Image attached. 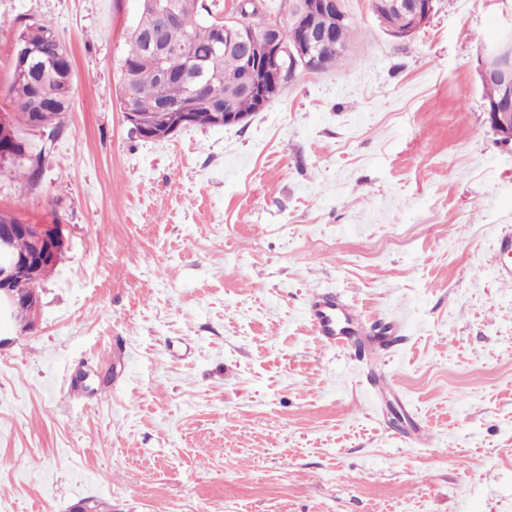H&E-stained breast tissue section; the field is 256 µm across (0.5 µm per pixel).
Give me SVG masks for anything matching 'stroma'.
<instances>
[{
    "instance_id": "stroma-1",
    "label": "stroma",
    "mask_w": 512,
    "mask_h": 512,
    "mask_svg": "<svg viewBox=\"0 0 512 512\" xmlns=\"http://www.w3.org/2000/svg\"><path fill=\"white\" fill-rule=\"evenodd\" d=\"M347 4L336 67L147 141L116 99L138 0H0V115L26 25L74 71L55 140L23 131L38 181L0 160V211L63 239L35 326H0V512H512V142L477 71L512 0L408 38ZM327 290L393 344H323ZM496 272L502 281L512 282V227L505 226L496 242Z\"/></svg>"
}]
</instances>
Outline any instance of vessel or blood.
Instances as JSON below:
<instances>
[{"label":"vessel or blood","instance_id":"obj_1","mask_svg":"<svg viewBox=\"0 0 512 512\" xmlns=\"http://www.w3.org/2000/svg\"><path fill=\"white\" fill-rule=\"evenodd\" d=\"M496 272L502 281L512 282V227H504L497 238ZM310 326L327 346L356 350L371 342L361 316L353 307L327 291L314 294L307 304Z\"/></svg>","mask_w":512,"mask_h":512}]
</instances>
